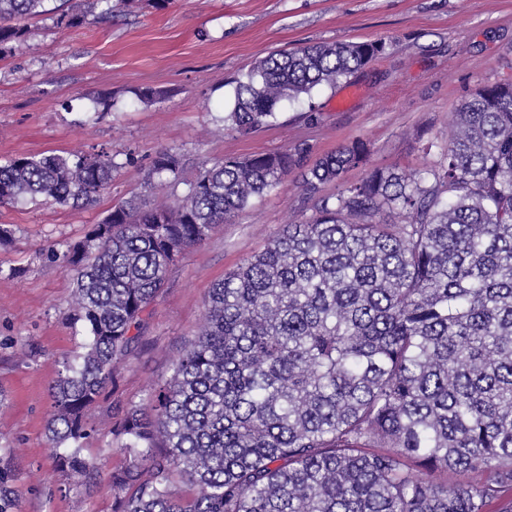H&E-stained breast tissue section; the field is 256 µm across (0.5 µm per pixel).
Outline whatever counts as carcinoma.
Wrapping results in <instances>:
<instances>
[{
  "mask_svg": "<svg viewBox=\"0 0 512 512\" xmlns=\"http://www.w3.org/2000/svg\"><path fill=\"white\" fill-rule=\"evenodd\" d=\"M0 0V55L26 21L72 28L112 0ZM376 41L315 44L255 61L224 121L247 134L284 101L312 96L380 54ZM440 160L374 167L335 195L324 185L365 166L355 140L303 167L302 149L199 166L156 153L150 203L129 199L52 255L74 276L67 320L84 336L60 362L47 438L73 486H97L86 417L131 361L148 307L190 247L293 170L315 214L289 224L211 289L198 334L148 406L112 427L122 463L105 487L113 512H495L512 502V78L459 104ZM121 164L112 154L0 162V206L90 208ZM399 223L382 220L386 213ZM11 448L0 446V512H12ZM462 473L467 484L440 479ZM193 488L173 496L174 475Z\"/></svg>",
  "mask_w": 512,
  "mask_h": 512,
  "instance_id": "1",
  "label": "carcinoma"
}]
</instances>
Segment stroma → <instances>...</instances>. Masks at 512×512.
I'll return each instance as SVG.
<instances>
[{
  "label": "stroma",
  "mask_w": 512,
  "mask_h": 512,
  "mask_svg": "<svg viewBox=\"0 0 512 512\" xmlns=\"http://www.w3.org/2000/svg\"><path fill=\"white\" fill-rule=\"evenodd\" d=\"M25 46L0 57V162L20 155L106 150L120 165L85 210L0 206L12 237L0 244V437L15 450L13 512H112L106 489L73 487L46 437L58 363L78 352L66 314L73 274L52 257L82 241L112 207L145 194L161 150L183 179L201 161L301 145L307 164L361 139L369 165L433 163L422 141L446 143L454 112L481 84L512 77V0H133L112 21L59 28L28 22ZM379 40L384 53L312 98L282 103L271 125L239 134L222 117L256 60L306 44ZM155 92L152 102L142 93ZM313 214L296 178L215 227L170 269L141 329L137 355L88 411L84 442L100 476L120 465L112 424L146 404L196 336L210 288L285 224Z\"/></svg>",
  "instance_id": "obj_1"
}]
</instances>
